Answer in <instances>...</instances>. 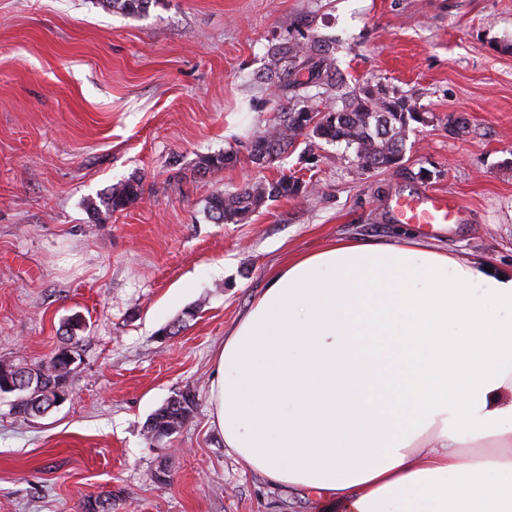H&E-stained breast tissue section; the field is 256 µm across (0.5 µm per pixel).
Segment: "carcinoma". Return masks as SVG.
Returning <instances> with one entry per match:
<instances>
[{
    "instance_id": "cac0c4a2",
    "label": "carcinoma",
    "mask_w": 512,
    "mask_h": 512,
    "mask_svg": "<svg viewBox=\"0 0 512 512\" xmlns=\"http://www.w3.org/2000/svg\"><path fill=\"white\" fill-rule=\"evenodd\" d=\"M152 2L154 0H102L104 6L131 16L147 12ZM259 79L278 88L287 107L270 129L252 141L253 162L266 165L281 160L301 137L307 139L309 146L320 141L353 150L358 163L366 170L390 168L402 161L406 131L409 122L416 120V108L403 96L377 85L349 86L336 68L332 39L304 37L271 47ZM311 87L321 88L327 94L324 106L314 103L316 95L310 94ZM236 160L234 152L229 150L201 157L195 168L206 176L224 170ZM305 189V182L283 173L273 180L248 183L234 193H215L209 196L206 210L218 224H239L268 202L295 198ZM142 193L141 179L120 181L100 198V204L93 205V210L103 208L107 215L123 211L139 200ZM80 330L79 320L66 322L63 345L49 359L21 375L26 383H34L37 394L13 404L14 414L27 420L52 406L49 389L59 379L72 376L64 354L79 348ZM194 405L195 394L190 390L169 398L148 419V436H171V431L178 430L189 417Z\"/></svg>"
}]
</instances>
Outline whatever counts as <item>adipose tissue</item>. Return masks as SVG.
I'll use <instances>...</instances> for the list:
<instances>
[{
	"label": "adipose tissue",
	"mask_w": 512,
	"mask_h": 512,
	"mask_svg": "<svg viewBox=\"0 0 512 512\" xmlns=\"http://www.w3.org/2000/svg\"><path fill=\"white\" fill-rule=\"evenodd\" d=\"M211 423L329 512H512V270L340 238L274 271L215 354Z\"/></svg>",
	"instance_id": "1"
}]
</instances>
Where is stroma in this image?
Segmentation results:
<instances>
[{"instance_id": "35a3bbf8", "label": "stroma", "mask_w": 512, "mask_h": 512, "mask_svg": "<svg viewBox=\"0 0 512 512\" xmlns=\"http://www.w3.org/2000/svg\"><path fill=\"white\" fill-rule=\"evenodd\" d=\"M303 33L335 37L348 83L424 114L399 166L366 171L353 151L302 140L253 163L282 107L257 73L269 46ZM224 150L234 165L195 175ZM283 173L309 192L210 221L212 193ZM133 176L141 200L95 222L88 203ZM426 190L465 220L420 237L512 269V0H156L139 16L0 0V361L38 363L61 324L84 322L68 400L25 421L0 397V512H82L106 495L112 512H327L225 448L213 355L273 268L336 238L394 239L393 200ZM186 389L189 420L155 445L150 415Z\"/></svg>"}]
</instances>
